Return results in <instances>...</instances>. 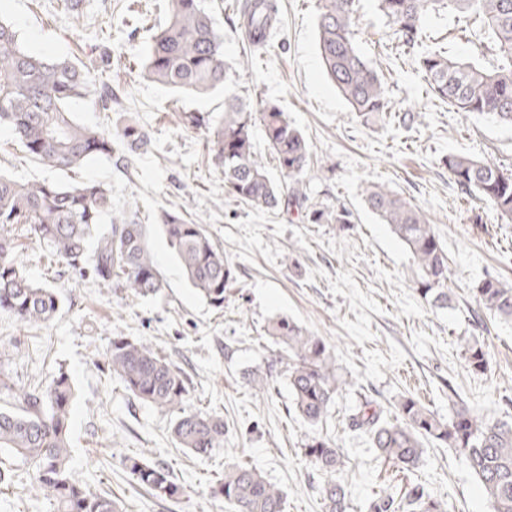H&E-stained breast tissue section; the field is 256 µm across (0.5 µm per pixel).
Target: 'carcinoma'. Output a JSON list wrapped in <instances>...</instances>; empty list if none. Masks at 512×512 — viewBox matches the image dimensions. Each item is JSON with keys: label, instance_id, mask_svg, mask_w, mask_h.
Masks as SVG:
<instances>
[{"label": "carcinoma", "instance_id": "1", "mask_svg": "<svg viewBox=\"0 0 512 512\" xmlns=\"http://www.w3.org/2000/svg\"><path fill=\"white\" fill-rule=\"evenodd\" d=\"M398 44L417 54L418 66L432 96L459 112L490 115L512 126V0H377ZM168 22L154 36L143 59L144 78L185 95H203L230 82L224 62V37L205 0H167ZM249 54L267 51L276 30L275 0H243L233 4ZM432 14L471 20L477 27L470 42L492 52L493 62L463 60L448 51H417L420 31ZM356 0H318L317 39L325 72L347 102L363 118L392 112L383 78L355 41ZM86 76L67 58L46 60L29 52L14 26L0 19V127H7L26 150L44 165L65 171L94 158H110L116 144L137 156L148 151L149 133L129 120L115 132L79 122L71 109L89 97ZM187 127L207 133L217 166L224 173V191L258 208L304 209L310 224L352 223V214L308 209L302 176L310 162V146L278 106L265 102L252 109L241 97L224 96V115L214 120L203 112H184ZM261 127L289 185L275 183L256 159L255 127ZM462 191L487 204L504 222H512V174L487 161L462 153L443 160ZM369 210L389 225L406 246L419 278L417 291L431 306L452 303L447 288L445 250L433 225L420 209L386 188L364 190ZM133 202L119 216L112 198L99 183L65 185L53 181L21 183L0 174V311L24 325L47 324L60 309L54 289L30 280L16 257L10 234L15 224L43 242L49 254L77 268L93 264L103 286L117 284L140 298L164 288L152 253L147 225ZM111 225L105 229L104 225ZM156 225L173 249L188 281L217 310L234 270L213 243L204 225L183 214L162 210ZM479 307L494 318L512 323V283L486 277L472 285ZM265 336L280 347L288 361V386L294 407L311 428L327 416L347 380L337 373L336 360L324 341L296 322L278 317L264 327ZM465 362L476 374L489 371L486 346L477 338L463 339ZM112 376L134 399L176 413L171 436L179 447L208 456L224 447V419L184 407L187 378L180 367L147 342L114 336L105 354ZM0 394L13 400L0 408V483L10 461L21 459L32 469L34 483L56 504V512H121L107 492L95 493L74 478L70 468V418L75 389L69 374L58 370L46 381L17 387L0 367ZM350 427L364 433L381 457L403 468L413 467L432 442L453 448L479 480L493 512H512V421H489L454 400L443 419L413 397L402 398L394 418L382 417L372 401L350 416ZM304 457L328 475L322 487L325 512H347L344 486L334 476L345 465L344 450L335 440L314 432L306 436ZM122 465L137 485L164 500L177 499L180 486L170 470L141 457ZM211 495L233 512H284V493L255 467L224 463V473L211 485ZM370 512H445L443 503L420 486L409 490L405 503L392 495L370 505Z\"/></svg>", "mask_w": 512, "mask_h": 512}]
</instances>
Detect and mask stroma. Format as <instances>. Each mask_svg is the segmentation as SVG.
Here are the masks:
<instances>
[{"instance_id": "obj_1", "label": "stroma", "mask_w": 512, "mask_h": 512, "mask_svg": "<svg viewBox=\"0 0 512 512\" xmlns=\"http://www.w3.org/2000/svg\"><path fill=\"white\" fill-rule=\"evenodd\" d=\"M232 2L209 0L224 33V59L237 69L233 93L251 104L277 103L302 131L312 154L303 176L310 205L348 209L350 226L310 224L301 215L225 195L204 132L181 121L185 112L221 117L223 91L177 99L141 75L143 55L167 20L164 0H84L79 17L61 0H0V19L15 26L29 51L70 58L92 87H110L111 109L84 99L74 108L79 121L111 131L133 119L152 137L148 153L133 161L116 152L57 171L1 128L0 173L21 181H96L110 190L117 211L138 202L165 283L153 298L101 287L91 269L50 260L43 243L25 225H15L18 261L30 278L55 288L61 306L42 326H23L0 313V362L20 386L61 369L69 373L76 388L71 471L92 490H111L122 512H229L210 494L228 458L256 467L280 488L285 512H325L320 488L326 477L302 453L312 430L335 439L345 452L349 512H366L371 500L387 493L403 498L416 484L442 500L446 512H490L478 480L454 449L428 445L421 462L404 470L380 457L365 434L350 428L348 417L367 398L391 417L397 402L412 396L446 418L454 391L474 415L512 418V324L480 309L470 293L488 275L512 281V223L463 193L443 164L449 153L462 152L512 171V126L439 104L414 56L390 41L377 0H359L355 28L361 52L386 77L395 110L376 122L351 112L324 71L317 0H277V35L245 69L239 61L246 43L227 19ZM422 41L465 58L473 54L444 15L426 21ZM405 114L414 122L400 123ZM369 183L398 193L430 219L448 255L451 307L436 310L420 297L407 249L363 202ZM164 209L201 220L233 267L223 310L211 308L187 281L156 225ZM277 316L319 336L349 381L316 428L297 414L288 365L264 334ZM120 335L147 341L184 370L185 406L223 418V448L205 458L179 448L171 437L174 413L124 391L105 361L112 337ZM465 336L488 347V374L466 368ZM256 373L271 374L269 390L251 386ZM132 455L167 465L182 490L179 499L160 500L137 486L122 466ZM12 469V480L0 484V512H54L52 501L33 486L27 465L17 460Z\"/></svg>"}]
</instances>
